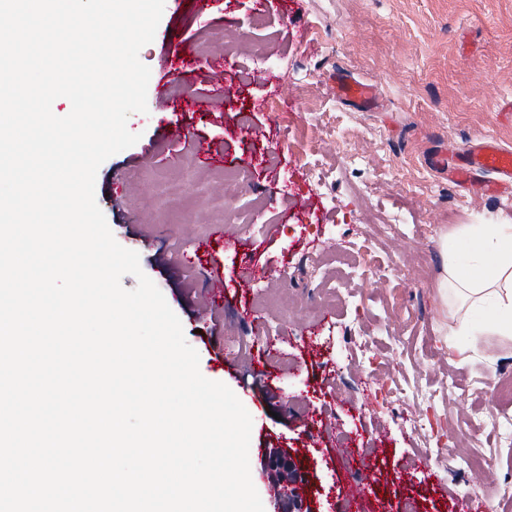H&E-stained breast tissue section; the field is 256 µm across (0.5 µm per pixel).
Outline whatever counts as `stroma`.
I'll return each mask as SVG.
<instances>
[{"label": "stroma", "mask_w": 512, "mask_h": 512, "mask_svg": "<svg viewBox=\"0 0 512 512\" xmlns=\"http://www.w3.org/2000/svg\"><path fill=\"white\" fill-rule=\"evenodd\" d=\"M176 51L192 57L191 77L168 65ZM139 59L151 70L148 111L128 120L138 142L99 167L96 203L123 247L134 246L131 227L145 235L141 269L179 317L201 374L250 413L265 512L284 503L265 466L272 451L305 466L314 512H345L347 445L377 449L363 478L384 512H456L457 499L475 496L484 512H512V494L500 492L512 478V398L498 392L512 376V340L451 336L459 303L440 295L443 244L457 255L465 225L512 224V194L450 184L433 164L484 135L512 149L502 109L512 100V0H165ZM340 80L374 86L376 101L340 98ZM215 93L217 108L182 104ZM274 97L281 109L266 107ZM168 126L187 138L163 137ZM303 134L320 147L301 157ZM339 135L342 152L331 146ZM206 148L219 165L204 162ZM228 172L241 179L229 201ZM116 175L128 188L121 212L111 207ZM169 184L181 189L172 201ZM223 202L249 222L225 223ZM368 211L396 225L393 237L368 235ZM212 266L224 298L208 323L195 309ZM249 266L280 275L253 279ZM452 343L472 359L453 358ZM417 411L424 428H405ZM480 411L495 419L490 432L468 427Z\"/></svg>", "instance_id": "stroma-1"}]
</instances>
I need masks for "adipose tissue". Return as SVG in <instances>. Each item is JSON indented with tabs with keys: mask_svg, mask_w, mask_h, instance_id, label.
Returning <instances> with one entry per match:
<instances>
[{
	"mask_svg": "<svg viewBox=\"0 0 512 512\" xmlns=\"http://www.w3.org/2000/svg\"><path fill=\"white\" fill-rule=\"evenodd\" d=\"M471 259L448 265L444 281L453 285L466 309L495 307L497 332L512 335V224H475L468 234Z\"/></svg>",
	"mask_w": 512,
	"mask_h": 512,
	"instance_id": "ef3b65f1",
	"label": "adipose tissue"
}]
</instances>
